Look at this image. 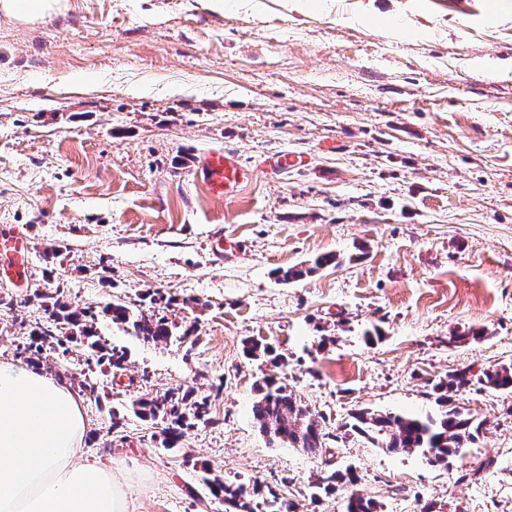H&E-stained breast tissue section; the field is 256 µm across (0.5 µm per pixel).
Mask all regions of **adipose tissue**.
Segmentation results:
<instances>
[{"label":"adipose tissue","mask_w":512,"mask_h":512,"mask_svg":"<svg viewBox=\"0 0 512 512\" xmlns=\"http://www.w3.org/2000/svg\"><path fill=\"white\" fill-rule=\"evenodd\" d=\"M88 430L66 382L0 360V512H126L111 465L78 461Z\"/></svg>","instance_id":"ef3b65f1"}]
</instances>
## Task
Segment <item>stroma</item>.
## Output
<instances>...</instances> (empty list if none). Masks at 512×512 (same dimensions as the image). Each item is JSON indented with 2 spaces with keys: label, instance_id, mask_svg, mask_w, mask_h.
I'll list each match as a JSON object with an SVG mask.
<instances>
[{
  "label": "stroma",
  "instance_id": "stroma-1",
  "mask_svg": "<svg viewBox=\"0 0 512 512\" xmlns=\"http://www.w3.org/2000/svg\"><path fill=\"white\" fill-rule=\"evenodd\" d=\"M507 59L512 0H63L32 23L0 16V232L30 248L24 283L0 273V359L71 381L80 343L28 349L48 316L38 293L98 309L128 358L93 375L84 455L111 460L128 512H224L207 474L257 483V504L343 512L344 492L313 489L327 459L380 512H512V392L458 395L485 425L445 468L355 431L317 455L273 446L251 413L266 374L331 433L360 409L438 413L432 381L512 365ZM224 150L251 178L219 198L198 167ZM278 153L304 163L269 175ZM323 254L335 265L275 275ZM118 298L195 333L143 341L103 314ZM248 338L284 365L245 358ZM172 389L208 397L210 419L169 450L131 405Z\"/></svg>",
  "mask_w": 512,
  "mask_h": 512
}]
</instances>
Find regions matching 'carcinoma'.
<instances>
[{
  "mask_svg": "<svg viewBox=\"0 0 512 512\" xmlns=\"http://www.w3.org/2000/svg\"><path fill=\"white\" fill-rule=\"evenodd\" d=\"M334 263L336 256L322 255L309 267L279 270L277 276L283 281L299 279ZM36 296L44 300L49 316L29 330V348L37 353L47 348L56 350L78 336L90 350V356L96 358V363H108L113 373L125 369L126 349L110 346L102 339L96 328L97 313L94 310L72 307L62 300L58 288L50 292L39 291ZM103 312L110 316L112 323L132 327L136 335L147 342L166 343L173 338L181 341L193 333L191 328L177 331V327L163 316L155 320L148 318L119 299L107 303ZM243 351L250 357H258L271 353L273 347L248 338L243 342ZM475 383L488 389L512 392V366L489 367L476 374L462 370L435 382L432 390L436 393L437 405L442 407L437 415H399L361 409L350 414L354 420L351 429L391 453L418 450L428 464L446 467L474 443L484 425L455 404L454 396ZM254 391L253 419L269 443L301 448L310 453L323 448L326 433L321 420L324 416L304 405L281 378L265 376L256 381ZM132 409L140 418L169 421L162 430V443L168 449L177 447L182 429L192 427L196 421L209 420L208 398H197L191 391L180 395L169 390L162 395L140 397L132 403ZM357 481L355 470L349 467L336 469L330 464L320 471L314 487L328 494L344 490ZM203 483L214 498L224 502L228 512H254L252 494L257 489L249 492L248 485L228 483L218 476L205 477ZM379 508L375 500L352 493L347 497L345 512H379Z\"/></svg>",
  "mask_w": 512,
  "mask_h": 512,
  "instance_id": "obj_1",
  "label": "carcinoma"
}]
</instances>
